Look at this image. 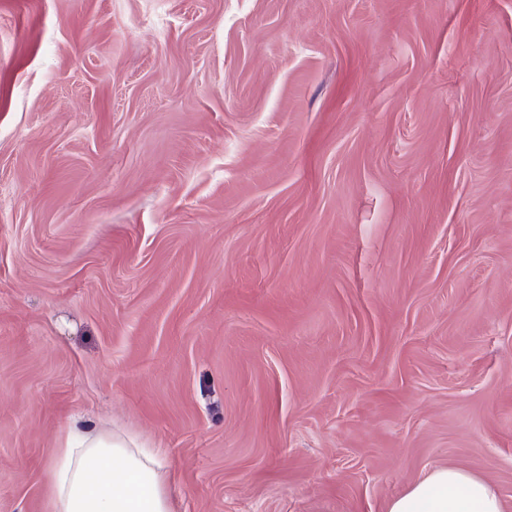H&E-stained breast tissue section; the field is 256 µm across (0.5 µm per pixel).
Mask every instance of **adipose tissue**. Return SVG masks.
<instances>
[{"label":"adipose tissue","instance_id":"1","mask_svg":"<svg viewBox=\"0 0 512 512\" xmlns=\"http://www.w3.org/2000/svg\"><path fill=\"white\" fill-rule=\"evenodd\" d=\"M52 512H175L164 458L131 435L70 427L48 469ZM385 512H504L487 477L456 465L431 470Z\"/></svg>","mask_w":512,"mask_h":512}]
</instances>
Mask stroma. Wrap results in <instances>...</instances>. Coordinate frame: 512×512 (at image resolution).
I'll list each match as a JSON object with an SVG mask.
<instances>
[{"label": "stroma", "instance_id": "35a3bbf8", "mask_svg": "<svg viewBox=\"0 0 512 512\" xmlns=\"http://www.w3.org/2000/svg\"><path fill=\"white\" fill-rule=\"evenodd\" d=\"M75 422L178 512H512V0H0V512ZM385 512H505L490 479L456 465L431 470L387 501Z\"/></svg>", "mask_w": 512, "mask_h": 512}]
</instances>
